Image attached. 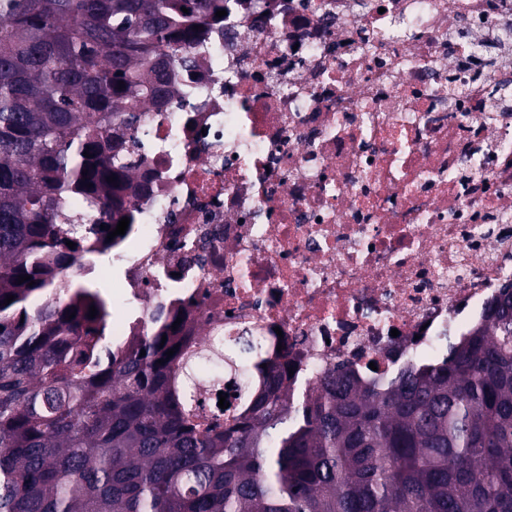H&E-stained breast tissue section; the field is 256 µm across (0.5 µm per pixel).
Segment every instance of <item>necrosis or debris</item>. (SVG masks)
Masks as SVG:
<instances>
[{
	"instance_id": "necrosis-or-debris-1",
	"label": "necrosis or debris",
	"mask_w": 512,
	"mask_h": 512,
	"mask_svg": "<svg viewBox=\"0 0 512 512\" xmlns=\"http://www.w3.org/2000/svg\"><path fill=\"white\" fill-rule=\"evenodd\" d=\"M139 101L113 348L167 323L188 344L252 329L293 387L344 363L438 364L512 280V0H227Z\"/></svg>"
}]
</instances>
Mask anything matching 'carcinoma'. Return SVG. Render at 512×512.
<instances>
[{
	"mask_svg": "<svg viewBox=\"0 0 512 512\" xmlns=\"http://www.w3.org/2000/svg\"><path fill=\"white\" fill-rule=\"evenodd\" d=\"M194 2L0 0V512H512V284L444 362L341 366L302 393L248 333L169 357L165 326L114 350L97 284L56 280L102 243L69 199L125 217L132 105L164 99L224 9ZM229 384L224 424L200 423V391Z\"/></svg>",
	"mask_w": 512,
	"mask_h": 512,
	"instance_id": "obj_1",
	"label": "carcinoma"
}]
</instances>
